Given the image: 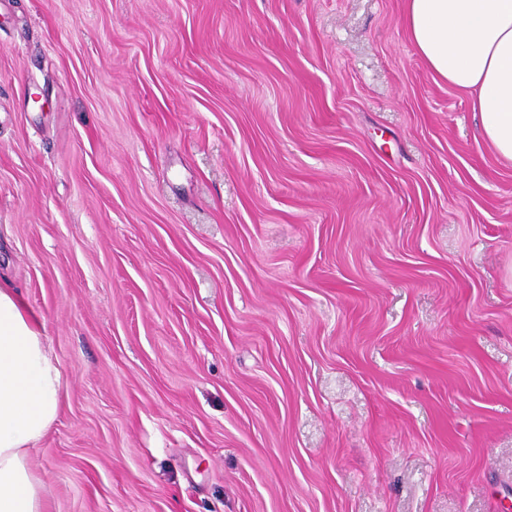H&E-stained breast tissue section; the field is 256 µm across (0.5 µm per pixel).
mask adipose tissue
I'll list each match as a JSON object with an SVG mask.
<instances>
[{
  "mask_svg": "<svg viewBox=\"0 0 512 512\" xmlns=\"http://www.w3.org/2000/svg\"><path fill=\"white\" fill-rule=\"evenodd\" d=\"M403 24L428 70L472 95L483 138L512 161V0H405ZM43 330L0 283V512H46L28 456L59 416L62 371Z\"/></svg>",
  "mask_w": 512,
  "mask_h": 512,
  "instance_id": "obj_1",
  "label": "adipose tissue"
}]
</instances>
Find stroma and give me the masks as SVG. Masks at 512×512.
<instances>
[{"label":"stroma","instance_id":"obj_1","mask_svg":"<svg viewBox=\"0 0 512 512\" xmlns=\"http://www.w3.org/2000/svg\"><path fill=\"white\" fill-rule=\"evenodd\" d=\"M403 8L0 0L50 512L512 505V161Z\"/></svg>","mask_w":512,"mask_h":512}]
</instances>
